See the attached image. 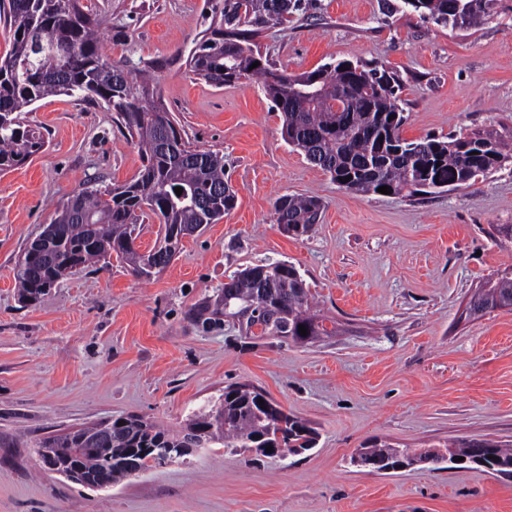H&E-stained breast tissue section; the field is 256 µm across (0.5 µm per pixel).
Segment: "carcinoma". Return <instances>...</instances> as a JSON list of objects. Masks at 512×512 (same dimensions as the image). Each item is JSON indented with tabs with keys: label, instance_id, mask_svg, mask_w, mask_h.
Returning a JSON list of instances; mask_svg holds the SVG:
<instances>
[{
	"label": "carcinoma",
	"instance_id": "obj_1",
	"mask_svg": "<svg viewBox=\"0 0 512 512\" xmlns=\"http://www.w3.org/2000/svg\"><path fill=\"white\" fill-rule=\"evenodd\" d=\"M497 0H404L422 21L457 27L467 17L473 26L490 16ZM304 0H206L211 22L190 52L191 72L217 86L250 76L283 117L284 140L299 149L306 160L329 174L339 187L375 194L381 186L405 198L426 193L420 188L424 173L431 183L462 187L512 157V147L496 131H476L447 141L434 137L407 141L401 136L406 122L399 106L402 82L384 68L348 60L310 72L284 74L260 63L255 39L266 30L288 22L304 10ZM0 13L12 31V48L0 57V171L17 168L43 147L36 133L23 127V109L52 95L78 96L100 101L116 114L136 142L144 164L132 181L101 191L88 186L74 194L54 221L51 246L35 259L15 269L20 298L35 302L46 285L56 284L65 267L95 263L114 253L139 277H150L147 255L131 246L140 219L151 213L164 228L192 224L201 229L219 221L237 204L236 192L224 179V157L190 145L177 129L149 65L133 71L114 64L102 52L99 31L105 17L82 0H8ZM256 68H251L253 63ZM397 120L389 119V116ZM490 145L488 152L471 154L465 146ZM183 188L176 195L174 188ZM292 236L309 233L319 221L322 204L316 197L284 195ZM489 288L477 301L480 312L512 307V275L487 281ZM246 320L259 326L253 339L312 343L329 335L323 321L312 312L311 297L297 269L269 260L228 276L224 283V310L200 306L192 312L202 324L220 316ZM304 326L307 335L299 333ZM265 392L246 384L224 388L207 411L188 418L172 431L143 418L126 425L85 427L47 438L37 450L53 453L62 461L78 464L81 476L95 478L109 470L112 483L130 478L122 464L129 448H181L186 436L202 431L226 448H251L257 438L282 441L288 452L311 448L314 439L304 435L308 423L285 412L276 403L260 406ZM486 452L512 474V445L487 440ZM365 456L387 460L399 471L429 457L448 462V456L470 457L465 439L443 448H397L389 443L359 449Z\"/></svg>",
	"mask_w": 512,
	"mask_h": 512
}]
</instances>
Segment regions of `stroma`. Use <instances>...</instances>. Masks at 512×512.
<instances>
[{"mask_svg":"<svg viewBox=\"0 0 512 512\" xmlns=\"http://www.w3.org/2000/svg\"><path fill=\"white\" fill-rule=\"evenodd\" d=\"M107 18L115 63L164 62L158 88L189 140L224 157L237 206L187 237L166 269H74L32 305L14 269L59 209L89 185L134 179L142 159L103 103L43 99L21 113L43 148L0 173V512H512V475L353 463L372 440L431 448L457 438L512 444V308L471 316L474 288L512 267V160L474 184L413 199L339 188L282 136L251 79L215 86L186 65L205 0H83ZM270 68L338 60L396 72L410 141L479 129L512 134V0L476 28L423 22L402 0H311L266 31ZM318 197L320 220L284 233L274 203ZM294 265L330 335L299 344L246 338L239 320L188 316L221 300L228 275ZM246 383L310 422L315 447L272 460L212 446L96 491L40 470L37 441L137 415L180 428Z\"/></svg>","mask_w":512,"mask_h":512,"instance_id":"obj_1","label":"stroma"}]
</instances>
